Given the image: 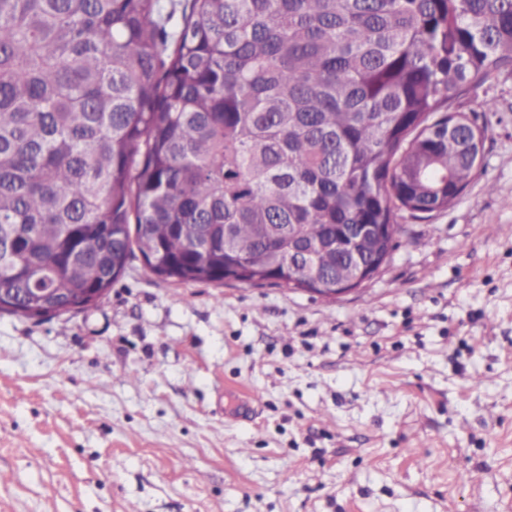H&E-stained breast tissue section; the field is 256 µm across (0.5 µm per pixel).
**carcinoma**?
<instances>
[{
    "instance_id": "carcinoma-1",
    "label": "carcinoma",
    "mask_w": 512,
    "mask_h": 512,
    "mask_svg": "<svg viewBox=\"0 0 512 512\" xmlns=\"http://www.w3.org/2000/svg\"><path fill=\"white\" fill-rule=\"evenodd\" d=\"M0 0V291L29 319L122 276L336 287L356 224L448 207L512 68V0ZM311 249L288 267V240ZM33 288H50L41 295Z\"/></svg>"
}]
</instances>
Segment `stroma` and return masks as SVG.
I'll use <instances>...</instances> for the list:
<instances>
[{
	"instance_id": "stroma-1",
	"label": "stroma",
	"mask_w": 512,
	"mask_h": 512,
	"mask_svg": "<svg viewBox=\"0 0 512 512\" xmlns=\"http://www.w3.org/2000/svg\"><path fill=\"white\" fill-rule=\"evenodd\" d=\"M451 109L483 172L362 289L136 257L88 311L0 314V512H512V70Z\"/></svg>"
}]
</instances>
